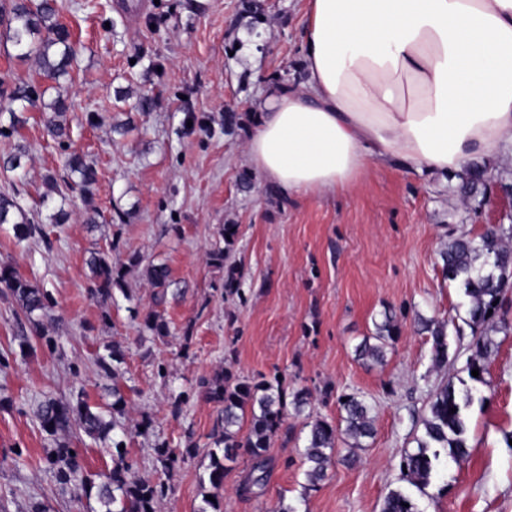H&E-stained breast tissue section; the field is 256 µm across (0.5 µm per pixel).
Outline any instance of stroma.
<instances>
[{
	"mask_svg": "<svg viewBox=\"0 0 512 512\" xmlns=\"http://www.w3.org/2000/svg\"><path fill=\"white\" fill-rule=\"evenodd\" d=\"M59 20L77 49L69 76L40 75L0 35V74L44 92L35 107L12 103L25 124L0 135V158L23 145V202L38 212L47 243L18 242L0 225V264L49 291L45 321L55 349L35 333L20 337L19 308L0 292V512H100L96 497L62 488L44 463L51 440L33 416L44 397L65 399L83 389L90 403L111 402L119 387L134 420L126 456L138 478L169 485L157 512H200L209 473L211 434L222 407L199 392L201 378L231 362L246 378L281 375L289 390L309 389L304 414H288L266 455L272 461L263 494L242 492L251 463L238 457L224 474V512H381L389 491L408 495L416 512H512V291L491 331V358L466 410L469 456L442 459L431 483L415 487L401 468L424 433L423 418L447 378L467 380L472 341L468 301L445 279L439 251L458 237H478L494 223H512V153L479 160L484 172L474 198L462 197L461 174H430L377 161L344 192L280 199L261 178L241 191L240 176L265 92L305 79V0H261L255 20L242 0H154L129 23L117 0H56ZM68 99L71 138L59 146L45 128V102ZM241 125L228 133L224 115ZM97 170L92 192H51L62 180L67 152ZM65 210L56 225L51 217ZM96 224H88L89 214ZM235 224L233 252L244 267L243 300L222 294L223 272L209 254L223 247L222 224ZM110 251L126 267L127 295L101 306L89 293L91 250ZM162 263L170 285L155 303L140 267ZM404 311L400 338L383 365L366 368L355 347L385 308ZM159 310L170 334L155 337L144 319ZM445 322L448 364L432 365V338L416 316ZM191 338H184V329ZM119 345L124 376L100 377L95 358ZM79 364L72 374L71 364ZM166 377H159V367ZM364 396L376 433L345 462V444L325 480L308 488L300 452L311 418L340 419L338 399ZM194 443L196 454L171 473L157 468L155 448Z\"/></svg>",
	"mask_w": 512,
	"mask_h": 512,
	"instance_id": "stroma-1",
	"label": "stroma"
}]
</instances>
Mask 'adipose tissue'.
<instances>
[{
    "instance_id": "obj_1",
    "label": "adipose tissue",
    "mask_w": 512,
    "mask_h": 512,
    "mask_svg": "<svg viewBox=\"0 0 512 512\" xmlns=\"http://www.w3.org/2000/svg\"><path fill=\"white\" fill-rule=\"evenodd\" d=\"M303 51L307 79L271 89L247 144L284 198L512 149V0H306Z\"/></svg>"
}]
</instances>
